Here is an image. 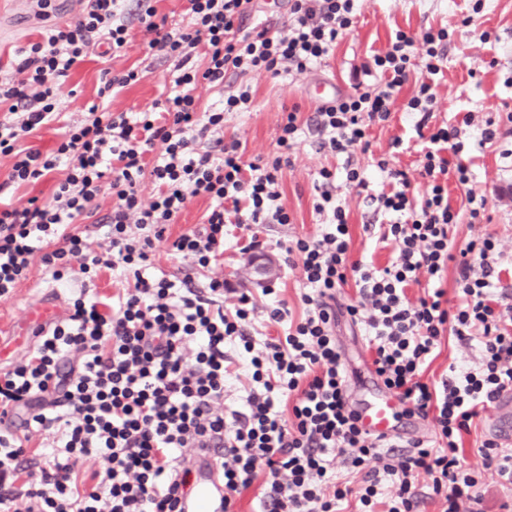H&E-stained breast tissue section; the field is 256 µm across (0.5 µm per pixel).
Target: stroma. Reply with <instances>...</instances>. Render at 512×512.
I'll list each match as a JSON object with an SVG mask.
<instances>
[{
	"instance_id": "35a3bbf8",
	"label": "stroma",
	"mask_w": 512,
	"mask_h": 512,
	"mask_svg": "<svg viewBox=\"0 0 512 512\" xmlns=\"http://www.w3.org/2000/svg\"><path fill=\"white\" fill-rule=\"evenodd\" d=\"M81 9L80 0H73L68 6L55 0L48 14L26 19L18 0H0V78L12 71L19 51L36 39L39 31L53 23L72 21ZM125 22L132 38L124 56L109 62L90 56L71 70L67 81L71 94L62 98L58 106L63 121L77 122L83 112L95 105L109 112H140L151 108L167 91L177 73V59L149 48L150 36L136 16L126 15ZM439 26L447 27L449 37L445 47L447 61L436 78L439 104L433 120L460 126L462 138L468 139L475 136L478 126L484 125L488 118L512 113V0H362L355 23L339 38L333 55L316 70L291 80L266 74L230 73L225 76L223 86L201 89L202 101L208 105L221 99L224 91L252 86L255 100L251 110L226 114L224 137L240 139L246 146L247 158H264L277 150L278 125L283 112L294 106L305 116L314 112L313 92L318 80L351 85L352 74L360 71L370 55L385 50L396 30L407 31L419 39L429 29ZM107 68L116 71L135 68L143 77L103 99L98 90ZM369 134L368 152L357 151L348 159H332L319 152L316 134L304 131L291 158L292 164L284 168L282 178L281 202L293 215V223L256 224L234 231L241 243H248L253 236L263 242L265 252L278 266L271 286L293 314L302 312L299 273L289 269L284 247L291 239L314 238L322 231L314 211L317 193L313 180L318 169L330 162L339 168L348 164L371 168L387 152L391 140L406 139L413 134L402 104H395L389 119L372 126ZM474 169L487 189L491 221L472 227L459 225L458 241L463 244L475 236L489 234L498 240L505 255L512 256V160L501 158L498 148L489 147L476 154ZM337 193L345 198L349 209L353 258H366L379 267L393 261V249H373L365 230L366 225L381 223L383 214L358 190L342 186ZM247 259V254L230 249L225 251L223 260L203 271L190 260L168 254L161 246L156 251L152 272L175 282L191 277L199 288L206 287L209 279L219 277L245 292L256 307L251 333L260 343L276 335L278 327L268 319L267 296L247 278ZM85 284L102 298L110 296L116 288L111 272L105 271L93 282H84L77 275L68 287L53 289L40 260H33L29 280L16 288L11 298L0 299V326L25 323L31 308L53 291L59 296L60 312H68L70 298L78 295ZM336 340L349 375L362 381L369 379L371 352L362 330L348 318H341Z\"/></svg>"
}]
</instances>
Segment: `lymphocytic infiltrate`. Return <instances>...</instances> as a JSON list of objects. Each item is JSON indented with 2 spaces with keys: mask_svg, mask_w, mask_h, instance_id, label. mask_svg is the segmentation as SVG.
<instances>
[{
  "mask_svg": "<svg viewBox=\"0 0 512 512\" xmlns=\"http://www.w3.org/2000/svg\"><path fill=\"white\" fill-rule=\"evenodd\" d=\"M187 2L191 22L176 28L158 18L151 0H136L152 35L149 48L179 59L165 97L144 112L89 108L51 152L22 143L58 119L69 72L91 48L108 58L126 49L125 0H83L76 20L45 29L22 49L14 73L0 79V157L11 160L6 184L57 177L48 201H0V298L28 279L36 255L61 287L76 270L89 279L108 270L121 282L104 299L80 291L66 320L41 330L24 360L0 368V416L21 421L0 428V512H175L189 491L180 459L186 450L211 446L224 479V512H235L240 495L257 483V512H344L352 492L336 480L340 457L364 472L358 512H417L422 477L440 512H458L480 484L459 443L512 388V304L497 299L503 266L496 239L456 243L457 225L490 217L469 145L457 126L431 121L447 29L429 30L418 41L396 30L363 69L380 75L377 92L358 80L309 121L288 111L277 154L253 162L240 140L222 137L225 113L250 110L251 88L206 107L199 87L223 84L229 72H310L352 27L360 0H289L291 19L275 30L263 23L245 28L252 0ZM415 72L416 89L403 97ZM400 100L415 118L425 190L414 196L409 174L378 160L382 188L370 200L384 220L371 235L375 246L395 250L391 263L378 268L351 257L349 215L336 186L368 189V174L324 166L314 205L324 229L319 238H298L285 248L289 267L300 271L303 312L293 316L271 297L268 317L283 333L265 340L263 350L249 331L248 295L228 304L224 279H210L201 290L151 275L157 243L206 269L232 246L227 225L292 223L280 202L282 174L304 125L319 132L320 151L365 152L370 126L386 121ZM205 137L212 146L198 151ZM146 179L154 186L148 198L140 190ZM452 185L462 193L461 207L448 200ZM104 195L112 208L106 237L95 247L73 226L91 217ZM196 197L212 203L201 227L168 237ZM451 266L459 285L453 306L443 287ZM350 281L358 300L340 304ZM413 283L424 287L414 300L407 295ZM344 314L368 336L373 372L406 414L432 418V440L363 431L336 345ZM447 335L475 347L479 358L424 381ZM235 366L249 371L253 386L243 408L228 411L224 386ZM34 429L47 432L49 442L31 446ZM87 458L93 468L79 469L78 460ZM386 481L395 488L387 498Z\"/></svg>",
  "mask_w": 512,
  "mask_h": 512,
  "instance_id": "1",
  "label": "lymphocytic infiltrate"
}]
</instances>
